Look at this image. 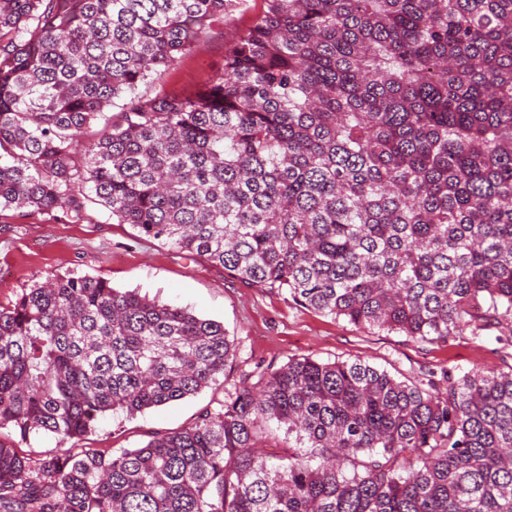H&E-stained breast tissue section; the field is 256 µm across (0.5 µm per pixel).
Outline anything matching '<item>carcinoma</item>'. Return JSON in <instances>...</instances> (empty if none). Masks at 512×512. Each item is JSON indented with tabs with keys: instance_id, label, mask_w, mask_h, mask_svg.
Segmentation results:
<instances>
[{
	"instance_id": "cac0c4a2",
	"label": "carcinoma",
	"mask_w": 512,
	"mask_h": 512,
	"mask_svg": "<svg viewBox=\"0 0 512 512\" xmlns=\"http://www.w3.org/2000/svg\"><path fill=\"white\" fill-rule=\"evenodd\" d=\"M244 2L0 0V210L93 202L418 343L511 319L512 0H264L209 85L139 95ZM237 353L223 324L89 275L0 306V430L64 445L0 442V512H512V371L290 358L139 448L65 447ZM277 428L288 445L257 452ZM0 438L3 442L18 448L22 455L33 461L56 454L61 448H64L53 436H30L27 440H21L18 435L10 433L7 429H2Z\"/></svg>"
}]
</instances>
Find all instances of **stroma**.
Listing matches in <instances>:
<instances>
[{
	"label": "stroma",
	"instance_id": "obj_1",
	"mask_svg": "<svg viewBox=\"0 0 512 512\" xmlns=\"http://www.w3.org/2000/svg\"><path fill=\"white\" fill-rule=\"evenodd\" d=\"M263 9V0H248L210 29L173 70L142 84L140 94H187L209 83L224 70L225 50ZM73 273L101 277L120 290H136L221 322L238 345L225 382L132 418L118 412L101 419L84 444L108 452L139 446L157 431L189 426L204 408L223 400L225 383L260 363L278 366L291 357L363 359L414 381L448 368L512 369V321H502L494 342L466 333L445 344H419L395 332L363 330L299 308L277 291L247 285L221 267L141 236L93 203L78 218L62 210L0 211V305L11 304L46 277Z\"/></svg>",
	"mask_w": 512,
	"mask_h": 512
}]
</instances>
